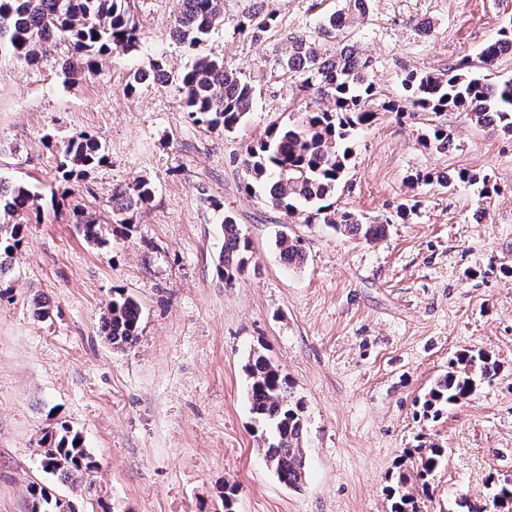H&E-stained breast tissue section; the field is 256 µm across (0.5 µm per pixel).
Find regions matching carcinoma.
I'll return each mask as SVG.
<instances>
[{
  "mask_svg": "<svg viewBox=\"0 0 512 512\" xmlns=\"http://www.w3.org/2000/svg\"><path fill=\"white\" fill-rule=\"evenodd\" d=\"M180 4L176 39L191 50L206 41L210 31L224 23L223 0H178ZM346 6L332 13L322 28V35L336 36L342 29L337 20L352 22L364 13L362 0H345ZM274 15L260 9L239 24L241 33L262 38L276 31ZM52 34L68 44L63 58V75L74 80L95 73L99 58L109 53L132 52L139 47L141 32L131 13L130 0H0V56L9 55L27 67L38 65L48 47L46 36ZM280 66L283 74L295 80L303 95L315 94L334 102V108L319 112H302L293 121L273 124L263 138L250 145L241 164L250 176L246 189H260L272 208L288 219L296 217L299 206L312 207L307 224L342 227L353 236L369 243L382 238L389 220L381 221L354 211H339L333 198L347 170L350 135L374 125L378 112L364 107L375 96L370 78L371 60L358 49L339 46L325 50L309 35L290 33L283 37ZM512 46V29L502 30L499 37L482 52L484 69L491 70L503 56L500 45ZM163 72L164 65L152 60L144 69L132 73L124 92L132 95L149 72ZM175 83L183 109L193 123L212 130L232 133L253 109L254 91L241 72L224 66V59L212 54H197L184 71L167 76ZM402 85L407 97L382 105L385 112H403L407 108L435 114L461 109L480 125H494L512 136V78L492 81L471 70L465 59L444 72H407ZM448 129L436 127L428 145L437 151L448 150ZM59 170L69 183L82 177L88 169L106 160L99 141L87 134L73 135L59 147ZM425 185L443 189L456 186L483 185L486 176L460 171L446 177L427 172L416 175ZM154 198V186L145 179L112 190V223L127 228L137 213ZM37 195L21 182L0 180V276L11 266L13 254L24 239ZM220 213L224 246L217 263L218 280L234 283L251 262L250 242L240 231L233 216L223 212V205L207 200ZM84 238L102 242L103 225L85 215L76 218ZM283 260L290 266L301 265L305 253L300 239L280 234L276 240ZM141 307L127 294L114 291L108 315L103 321L106 335L118 348L131 347L138 341ZM245 370L249 379L251 412L256 429L271 436L264 456L271 461L280 481L300 487L305 477L302 438L305 431L304 406L297 398L294 383L275 367L259 349L253 351ZM499 370L496 360L482 351L464 350L449 363L428 392L424 412L439 416L448 406L468 398L477 387L492 380ZM82 435L66 425L39 438L43 467L68 479L96 469V461L81 443ZM419 477L432 475L444 462L446 449L431 444L413 449ZM30 512H50L51 490L45 486L31 488ZM493 505L499 512H512V485L500 486Z\"/></svg>",
  "mask_w": 512,
  "mask_h": 512,
  "instance_id": "carcinoma-1",
  "label": "carcinoma"
}]
</instances>
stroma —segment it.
Instances as JSON below:
<instances>
[{
	"instance_id": "stroma-1",
	"label": "stroma",
	"mask_w": 512,
	"mask_h": 512,
	"mask_svg": "<svg viewBox=\"0 0 512 512\" xmlns=\"http://www.w3.org/2000/svg\"><path fill=\"white\" fill-rule=\"evenodd\" d=\"M255 3L224 0V23L203 47L255 87L233 133L193 124L173 84L123 92L148 60L175 74L191 64L172 36L177 0H134L138 49L104 56L73 84L62 49L31 68L0 56V179L28 184L41 207L0 277V512H29L36 483L52 489L56 512H224L228 497L234 512H391L389 488L402 478L413 491L406 453L424 443L448 453L419 512H457L462 495L491 506L512 478V137L457 110L380 114L348 143L336 207L386 219L384 236L286 223L246 191L241 155L272 122L333 102L298 96L277 64L278 37L239 34ZM343 3L265 7L283 32L313 36ZM509 27L512 0H369L336 39L371 59L378 98L399 99L403 72L478 62ZM438 125L452 136L444 152L425 144ZM82 131L107 160L65 188L56 147ZM460 170L487 176L490 193L413 179ZM141 178L155 187L151 205L107 243L87 242L75 209L110 221L113 188ZM210 199L251 245L229 288L216 277L224 236ZM284 230L301 239L303 265L281 258ZM117 288L142 309L126 349L102 328ZM259 347L304 404L297 489L267 467L254 432L244 365ZM464 350L491 355L498 374L424 419L433 381ZM64 424L83 435L94 472L63 480L44 470L36 440Z\"/></svg>"
}]
</instances>
